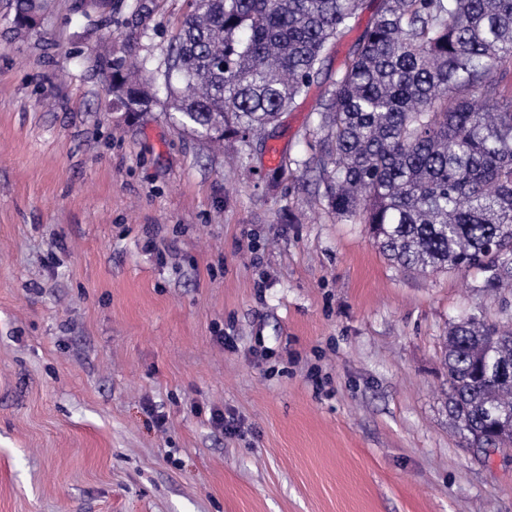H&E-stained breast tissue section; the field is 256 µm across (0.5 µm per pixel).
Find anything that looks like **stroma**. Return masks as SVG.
I'll return each instance as SVG.
<instances>
[{"label":"stroma","instance_id":"1","mask_svg":"<svg viewBox=\"0 0 512 512\" xmlns=\"http://www.w3.org/2000/svg\"><path fill=\"white\" fill-rule=\"evenodd\" d=\"M146 3L144 30L99 0H40L28 29L0 0V512H512V449L466 447L444 359L465 314L512 326V297L337 220L322 88L247 148L163 90L113 111L104 60L154 70L192 8Z\"/></svg>","mask_w":512,"mask_h":512}]
</instances>
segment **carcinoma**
I'll use <instances>...</instances> for the list:
<instances>
[{
	"mask_svg": "<svg viewBox=\"0 0 512 512\" xmlns=\"http://www.w3.org/2000/svg\"><path fill=\"white\" fill-rule=\"evenodd\" d=\"M363 0H195L162 76L176 121L248 145L317 82ZM112 107L154 95L123 58ZM512 0H380L336 73L316 166L336 219L370 226L393 265L478 271L512 289ZM448 409L468 447L512 448V330L480 313L448 331Z\"/></svg>",
	"mask_w": 512,
	"mask_h": 512,
	"instance_id": "1",
	"label": "carcinoma"
}]
</instances>
